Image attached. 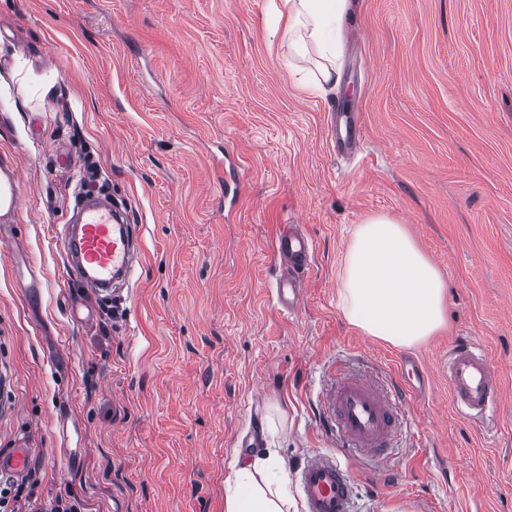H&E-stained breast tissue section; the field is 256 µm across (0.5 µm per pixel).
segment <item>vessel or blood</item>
<instances>
[{"mask_svg":"<svg viewBox=\"0 0 512 512\" xmlns=\"http://www.w3.org/2000/svg\"><path fill=\"white\" fill-rule=\"evenodd\" d=\"M20 203L16 171L0 170V220L13 221ZM138 239L136 225L119 222L110 208L96 198H87L79 224L63 237L68 270L80 287L94 293L103 291L115 279L133 276ZM275 248L285 265L275 284V301L280 311L290 314L299 307L302 281L314 259V245L295 225L287 224L280 230ZM443 370L452 405L460 414L468 417L497 408L500 379L484 348L468 337H458L448 349ZM424 381L425 374L419 369L412 370L410 378L394 383L348 370L322 387L320 425L336 438L340 451L307 456L300 474L305 512H351L353 480L349 469L340 463V456L360 463L386 454L403 427L407 393ZM32 456L29 448H0V475L24 474Z\"/></svg>","mask_w":512,"mask_h":512,"instance_id":"vessel-or-blood-1","label":"vessel or blood"}]
</instances>
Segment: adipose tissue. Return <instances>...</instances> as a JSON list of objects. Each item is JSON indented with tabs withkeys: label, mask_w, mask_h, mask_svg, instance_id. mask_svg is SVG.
Wrapping results in <instances>:
<instances>
[{
	"label": "adipose tissue",
	"mask_w": 512,
	"mask_h": 512,
	"mask_svg": "<svg viewBox=\"0 0 512 512\" xmlns=\"http://www.w3.org/2000/svg\"><path fill=\"white\" fill-rule=\"evenodd\" d=\"M349 0H277L275 28L289 55L316 54V86L342 80ZM446 283L407 234L384 215L353 233L341 274V307L361 330L397 345L424 340L445 321ZM224 512H288L285 474L275 449L234 469L224 481Z\"/></svg>",
	"instance_id": "adipose-tissue-1"
}]
</instances>
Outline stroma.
<instances>
[{
	"label": "stroma",
	"mask_w": 512,
	"mask_h": 512,
	"mask_svg": "<svg viewBox=\"0 0 512 512\" xmlns=\"http://www.w3.org/2000/svg\"><path fill=\"white\" fill-rule=\"evenodd\" d=\"M269 0H0V448L32 463L20 512H224L264 449L297 475L337 444L322 386L358 368L427 373L391 455L356 465L355 512H512V0H351L344 82L310 92ZM359 129L351 156L332 105ZM94 158L141 227L131 282L61 286L55 226ZM241 180L234 198L224 183ZM403 224L447 288L444 326L396 345L344 317L340 274L367 218ZM315 245L300 308L277 311L274 242ZM37 274L39 300L23 278ZM466 332L498 369L493 420L464 417L438 366ZM80 452L68 466L67 452ZM21 203L20 180L14 169L3 168L0 174V218L13 221L19 213Z\"/></svg>",
	"instance_id": "stroma-1"
}]
</instances>
